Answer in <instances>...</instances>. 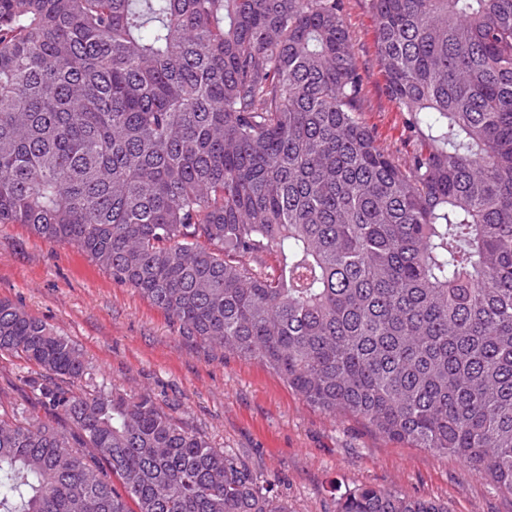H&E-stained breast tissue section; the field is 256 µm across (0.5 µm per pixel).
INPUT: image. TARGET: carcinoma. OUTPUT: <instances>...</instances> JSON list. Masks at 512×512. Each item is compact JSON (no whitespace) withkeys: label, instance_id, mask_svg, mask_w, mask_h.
<instances>
[{"label":"carcinoma","instance_id":"obj_1","mask_svg":"<svg viewBox=\"0 0 512 512\" xmlns=\"http://www.w3.org/2000/svg\"><path fill=\"white\" fill-rule=\"evenodd\" d=\"M372 2L402 162L344 0H0V224L512 495V0ZM0 354L45 410L0 402V512H288L151 397L73 392L81 350L5 299ZM336 512L448 509L363 485ZM344 20L353 34L358 63L364 74L360 109L378 145L404 161L413 144L405 143L403 114L390 98L376 52L374 15L371 0H344Z\"/></svg>","mask_w":512,"mask_h":512}]
</instances>
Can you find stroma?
<instances>
[{"label": "stroma", "mask_w": 512, "mask_h": 512, "mask_svg": "<svg viewBox=\"0 0 512 512\" xmlns=\"http://www.w3.org/2000/svg\"><path fill=\"white\" fill-rule=\"evenodd\" d=\"M344 3L364 74L362 119L381 148L405 158L413 146L385 86L371 0ZM0 298L72 339L96 384L149 395L214 447L232 449L271 480L289 512H336L340 495L361 485L434 499L448 512H512V495L455 456L309 407L258 360L180 335L168 316L71 244L46 242L21 224L0 225ZM37 372L24 359L0 355V400L28 402L22 380Z\"/></svg>", "instance_id": "1"}]
</instances>
